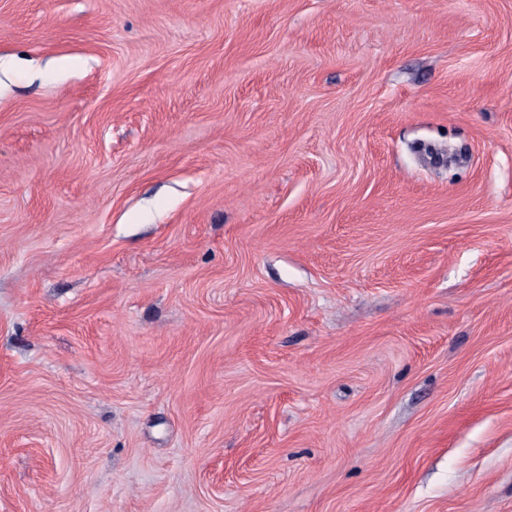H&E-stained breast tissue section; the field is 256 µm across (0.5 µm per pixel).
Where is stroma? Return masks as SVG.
I'll return each mask as SVG.
<instances>
[{"mask_svg":"<svg viewBox=\"0 0 512 512\" xmlns=\"http://www.w3.org/2000/svg\"><path fill=\"white\" fill-rule=\"evenodd\" d=\"M0 512H512V0H0Z\"/></svg>","mask_w":512,"mask_h":512,"instance_id":"1","label":"stroma"}]
</instances>
